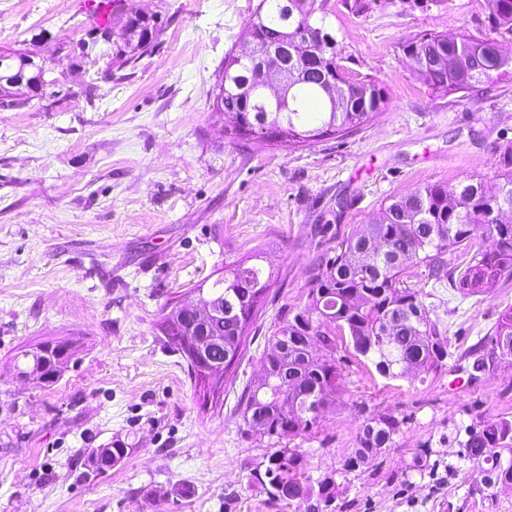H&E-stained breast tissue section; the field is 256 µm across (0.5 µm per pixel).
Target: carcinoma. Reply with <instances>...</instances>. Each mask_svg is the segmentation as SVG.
Instances as JSON below:
<instances>
[{"label": "carcinoma", "mask_w": 512, "mask_h": 512, "mask_svg": "<svg viewBox=\"0 0 512 512\" xmlns=\"http://www.w3.org/2000/svg\"><path fill=\"white\" fill-rule=\"evenodd\" d=\"M122 0H107V19L83 26L84 37L73 47L94 43L96 33L111 36L112 65L125 67L152 50L161 22L154 21L150 36L134 37L139 19L120 15ZM330 0L300 15L286 10L283 0H259L247 35L251 57L223 71L213 112L227 117L226 134L233 140H255L287 149L327 137H342L385 111L389 99L373 78L349 80L338 68V41L327 23ZM482 10L493 33H512V0H482ZM301 36V52H283L285 33ZM403 51L421 66L417 78L428 86L463 92L491 80L512 78V55L489 37L466 33L423 34L407 42ZM16 50L0 51V94H15L11 72ZM274 67L287 95L288 111L276 116L274 103L259 92L243 90L256 83L263 67ZM512 213V148L502 153L492 178L473 176L450 191L428 184L382 204L369 223L346 240L312 275L309 301L287 313L276 326L273 348L265 355V377L247 389L241 399L244 423L266 436L271 451L265 470L251 482L271 494L272 483L304 485L306 498L320 503L335 499L336 483L302 473L303 454L290 448L291 440L310 430L319 418L336 410L338 366L313 355L312 346L336 349V337L350 339L354 351L372 361L383 377L404 379L409 371L440 370L448 358V337L430 318L422 292L404 284L410 263L439 266L441 255L464 247L470 258L458 273H449L451 287L464 295L490 291L501 280L512 279V223L501 218ZM491 239L498 262L487 263L488 252L474 241ZM275 281L274 271L241 260L224 266V275L209 289L224 295V317L196 323L194 333L209 342V359L229 370L237 361L249 330ZM161 329L179 351L186 347L187 328L164 315ZM497 365H512V310L505 311L492 336L479 344ZM402 420L392 413L366 419L356 448L345 457L341 475L368 466L390 448ZM465 456L489 465L491 480L512 485V421L481 419L461 444ZM128 449L112 448L93 454L99 473L120 464Z\"/></svg>", "instance_id": "obj_1"}]
</instances>
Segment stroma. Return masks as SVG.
<instances>
[{
	"mask_svg": "<svg viewBox=\"0 0 512 512\" xmlns=\"http://www.w3.org/2000/svg\"><path fill=\"white\" fill-rule=\"evenodd\" d=\"M81 2L0 0V49L44 57L70 92L49 110L37 99L0 110V512H296L250 484L268 440L245 425L241 398L283 309L305 306L317 259L390 197L497 173L512 146V79L438 91L402 50L426 33H487L481 0L337 6L346 77L379 80L389 108L295 150L231 140L212 114L224 57L247 49L259 0H125L162 31L119 70L68 54ZM259 252L278 279L217 392L159 323L169 301L191 303L194 285ZM464 258L457 249L402 275L450 340L440 371L388 379L338 342L339 405L295 440L311 477L336 473V512H512V486L460 447L480 419L512 420V366L471 372L472 349L512 308V280L462 296L448 274ZM57 342L71 355L54 382L18 375L16 356ZM388 411L403 420L393 447L340 475L366 415ZM118 443L123 462L93 472L92 450Z\"/></svg>",
	"mask_w": 512,
	"mask_h": 512,
	"instance_id": "obj_1",
	"label": "stroma"
}]
</instances>
